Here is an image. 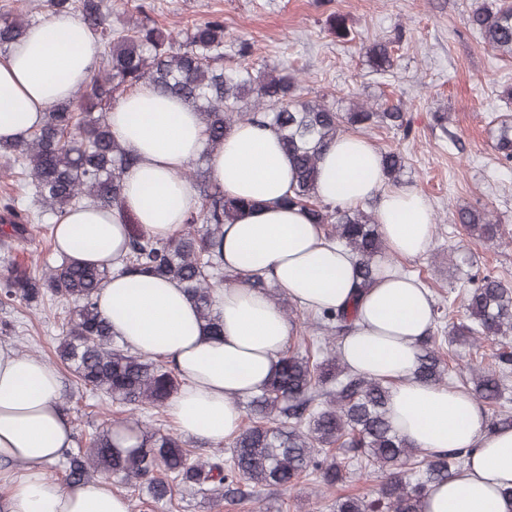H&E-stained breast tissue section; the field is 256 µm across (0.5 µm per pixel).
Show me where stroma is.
<instances>
[{
  "instance_id": "35a3bbf8",
  "label": "stroma",
  "mask_w": 512,
  "mask_h": 512,
  "mask_svg": "<svg viewBox=\"0 0 512 512\" xmlns=\"http://www.w3.org/2000/svg\"><path fill=\"white\" fill-rule=\"evenodd\" d=\"M114 25L146 14L159 29L182 34L215 15L223 16L224 63L236 65V43L252 45L250 64L290 65L300 80L302 98H322L400 105L412 128L410 137L385 127L365 131L378 150L400 149L406 157L401 184L419 190L434 215L428 251L413 259L387 256L392 267L409 271L428 290L432 305L449 306L451 320L463 318L465 303L458 290L475 271L512 281V163L494 148L490 121L512 116V58L488 49L463 18L472 0H104ZM347 17L348 41L336 39L327 26L331 13ZM395 40V65L382 73L367 62L366 49ZM446 113L445 126L433 115ZM480 207L492 212L507 234L488 244L471 238L453 223L456 211ZM51 221L37 236L13 242L11 259L20 264H54L58 258ZM64 312L44 304L0 305V324L11 326L9 343L24 354L58 368L64 406L74 427L73 448H87L95 435L130 418L128 408L85 392L71 371L61 368L56 347ZM512 336L485 342L480 348L456 347L449 359L453 381L470 369L485 367ZM350 476L332 489L312 478L290 488L249 486L243 498L212 491L175 488L170 503L160 505L140 487L113 482L114 490L132 500L136 512H333L337 497L377 498L381 475L349 462Z\"/></svg>"
}]
</instances>
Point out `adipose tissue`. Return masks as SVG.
Here are the masks:
<instances>
[{
	"mask_svg": "<svg viewBox=\"0 0 512 512\" xmlns=\"http://www.w3.org/2000/svg\"><path fill=\"white\" fill-rule=\"evenodd\" d=\"M100 51L72 14L53 13L32 27L0 56V140L22 141L51 106L71 99L89 80ZM108 121L114 137L139 158L125 176L121 210H72L57 218L51 233L58 253L109 269L98 308L113 335L179 373L183 385L168 410L183 434L215 445L236 434L238 399L265 387L294 330L273 302L243 281L219 289L223 331L210 334L175 282L124 270L125 217L147 236L176 234L199 204L184 169L204 154L217 188L253 203L224 227L225 268L243 278L265 271L308 310L357 305L342 357L388 382L397 433L427 451L469 450L464 468L428 491L426 512H512V500L502 494L512 486V429L488 430L483 408L467 392L426 385L413 375L433 322L426 289L388 265L355 295L348 253L328 246L322 228L283 202L294 167L272 128L241 122L210 150L202 115L145 84L124 93ZM316 193L345 207L378 197L375 217L389 253L413 258L429 248V203L417 189L385 188L380 153L362 137L342 136L325 151ZM72 438L58 371L0 344V461L13 466L0 474V512H130L127 497L110 482L72 487L48 473Z\"/></svg>",
	"mask_w": 512,
	"mask_h": 512,
	"instance_id": "1",
	"label": "adipose tissue"
}]
</instances>
